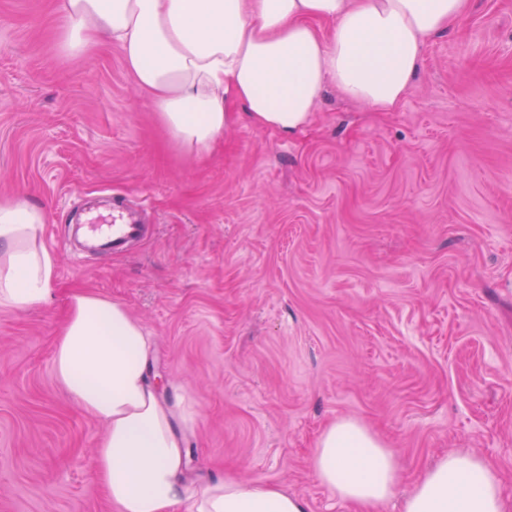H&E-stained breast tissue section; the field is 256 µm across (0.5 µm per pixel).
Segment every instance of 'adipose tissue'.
<instances>
[{
  "mask_svg": "<svg viewBox=\"0 0 512 512\" xmlns=\"http://www.w3.org/2000/svg\"><path fill=\"white\" fill-rule=\"evenodd\" d=\"M466 0H60L63 54L91 50L106 34L186 152L202 154L240 117L289 137L307 128L326 86L374 112L410 94L426 44L459 20ZM330 34H323L322 23ZM43 212L0 200V307L46 303L56 255L39 241ZM153 343L109 297L73 292L57 334L58 384L102 419L92 458L117 512H310L281 486L232 474L188 481L185 432L198 413L174 411L150 377ZM314 478L359 512H378L403 480L392 448L360 421L320 433ZM402 512H512L496 466L451 451L416 483Z\"/></svg>",
  "mask_w": 512,
  "mask_h": 512,
  "instance_id": "adipose-tissue-1",
  "label": "adipose tissue"
}]
</instances>
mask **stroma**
Here are the masks:
<instances>
[{"label": "stroma", "mask_w": 512, "mask_h": 512, "mask_svg": "<svg viewBox=\"0 0 512 512\" xmlns=\"http://www.w3.org/2000/svg\"><path fill=\"white\" fill-rule=\"evenodd\" d=\"M56 0H0V198L39 207L49 302L0 309V512H114L90 464L103 423L58 387L68 296L121 302L168 400L199 410L192 478L230 471L356 512L314 478L322 429L393 448L406 495L446 451L512 495V0H467L408 97L374 112L327 87L285 138L243 121L185 154L116 44L61 53ZM145 239L91 255L58 238L113 195Z\"/></svg>", "instance_id": "35a3bbf8"}]
</instances>
